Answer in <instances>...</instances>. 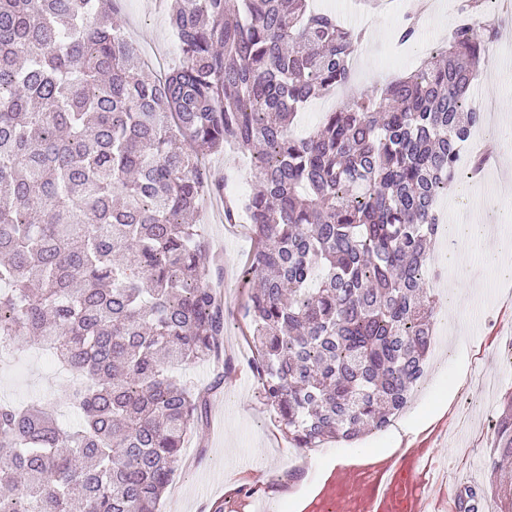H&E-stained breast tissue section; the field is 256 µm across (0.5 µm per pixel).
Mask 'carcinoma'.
<instances>
[{"label":"carcinoma","mask_w":512,"mask_h":512,"mask_svg":"<svg viewBox=\"0 0 512 512\" xmlns=\"http://www.w3.org/2000/svg\"><path fill=\"white\" fill-rule=\"evenodd\" d=\"M121 0H0V346L54 348L82 379L70 431L0 404V512H156L205 394L172 367L218 351L226 319L188 223L222 188L200 158L252 152L260 183L224 202L261 242L243 271L258 394L296 448L351 442L401 412L439 303L437 199L482 115L469 92L499 28L486 0L424 63L295 136L300 108L350 84L362 34L310 0H175L183 64L158 78ZM406 16L398 40L416 38ZM462 512H512V395Z\"/></svg>","instance_id":"obj_1"}]
</instances>
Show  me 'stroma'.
<instances>
[{
    "label": "stroma",
    "mask_w": 512,
    "mask_h": 512,
    "mask_svg": "<svg viewBox=\"0 0 512 512\" xmlns=\"http://www.w3.org/2000/svg\"><path fill=\"white\" fill-rule=\"evenodd\" d=\"M173 0H122L121 20L130 38L146 58L166 68L182 61L179 42L169 21ZM340 21L347 27L373 31L359 54V75L353 85L309 101L297 116L295 133L307 135L323 113L336 109L345 98L383 87L416 68L403 58L384 70V58L395 48L396 22L373 13H349ZM471 99H489L497 115L484 125L481 144L491 150L490 175H512V19L501 23L497 39L488 47L484 73L470 92ZM250 156L233 150L208 155L210 178L226 184L228 192L243 197L253 193L245 165ZM484 204L473 224L459 228L450 240L452 261L431 286L440 298L434 326L432 353L426 372L400 414L401 435L379 432L364 435L355 446L364 453L390 448H432L438 456L453 458L458 449L478 447L490 432L507 393H512V354L488 344L512 324V200L487 183L457 180L438 206L451 215L457 206ZM207 245L202 260L212 287L223 289L226 329L219 357L181 367L180 376L201 391H208L206 414L187 436L172 479L159 503V512H212L225 493V484L238 473L261 477L288 468L294 452L281 431L276 414L265 406L250 370L253 355L242 312L248 291L241 270L256 248L249 222L224 221L223 197L205 193L195 217ZM37 346L9 350L0 364V401H42L61 410L75 384L72 375L36 361ZM29 358L27 381L9 376L10 364ZM223 374L220 389L210 390L216 374Z\"/></svg>",
    "instance_id": "obj_1"
}]
</instances>
